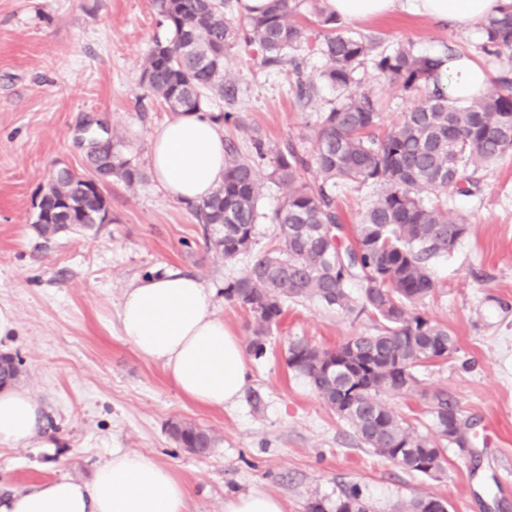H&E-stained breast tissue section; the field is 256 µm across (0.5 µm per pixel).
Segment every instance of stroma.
I'll return each instance as SVG.
<instances>
[{"mask_svg": "<svg viewBox=\"0 0 512 512\" xmlns=\"http://www.w3.org/2000/svg\"><path fill=\"white\" fill-rule=\"evenodd\" d=\"M337 27L385 49L409 42L423 54L462 53L490 78H512V64L483 50L475 23L458 30L397 13ZM164 33L152 0H0V305L16 320L0 353L20 360L17 387L41 407L30 446H0V497L56 477L90 479L112 449L125 448L170 468L189 490L186 512H224L226 496L252 491L279 497L286 512H308L317 501L331 512L350 485L374 512H401L424 494L446 501L449 512H512V483L501 481L512 473V152L480 173L472 195L449 203L452 213L467 216L468 230L433 265L436 288L413 307L448 327L455 351L416 368L415 390L387 398L423 434L432 431L426 393L444 391L459 407L470 444L448 447L436 477L405 471L366 448L287 366L290 341L336 347L376 332L369 314L288 303L265 355L247 358L246 397L220 409L184 398L160 365L121 336L117 314L129 288L161 267L198 277L242 344L255 327L252 314L224 294L249 256L227 261L208 248L203 225L149 172L153 135L172 115L146 98L140 74L147 46ZM227 70L234 94L212 109L230 113L224 140L243 155H254L255 141L264 145L255 247L267 250L277 242L271 216L288 192L269 180L268 156L289 142L312 154L317 117L338 93L323 84L314 103L299 104L285 67L264 65L244 48L229 57ZM356 80L380 101L377 135L413 105L371 64ZM87 119L122 138L146 176L132 187L107 186L105 223L44 241L32 227L40 189L54 167L83 170L77 140ZM253 392L259 403L249 401ZM177 419L213 432L208 455L175 443L169 424Z\"/></svg>", "mask_w": 512, "mask_h": 512, "instance_id": "35a3bbf8", "label": "stroma"}]
</instances>
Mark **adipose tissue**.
Instances as JSON below:
<instances>
[{"instance_id":"1","label":"adipose tissue","mask_w":512,"mask_h":512,"mask_svg":"<svg viewBox=\"0 0 512 512\" xmlns=\"http://www.w3.org/2000/svg\"><path fill=\"white\" fill-rule=\"evenodd\" d=\"M502 0H330L337 18L350 21L396 11L469 26L493 14ZM448 94L467 99L489 76L468 59L449 60ZM156 179L173 199L208 197L224 176V135L219 123L198 114L164 124L152 140ZM120 331L143 357L159 364L177 390L212 408L235 404L248 383L245 352L224 324L198 278L157 270L129 289L118 313ZM38 406L26 393L0 389V445L25 446L36 434ZM187 488L149 457L113 449L90 480L58 477L0 499V512H185Z\"/></svg>"}]
</instances>
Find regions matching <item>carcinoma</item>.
<instances>
[{
    "instance_id": "cac0c4a2",
    "label": "carcinoma",
    "mask_w": 512,
    "mask_h": 512,
    "mask_svg": "<svg viewBox=\"0 0 512 512\" xmlns=\"http://www.w3.org/2000/svg\"><path fill=\"white\" fill-rule=\"evenodd\" d=\"M166 35L144 54L140 83L167 111L202 114L221 121L212 102L229 95L225 68L230 54L245 47L267 64H278L305 46L325 59L319 79L340 97L320 116L311 157L288 143L271 157V180L286 184L288 196L271 217L279 245L252 255L243 274L224 293L247 309L256 328L249 344L266 352L267 333L296 299L316 300L352 313L356 307L380 320L376 332L352 336L333 349L304 339L289 343L288 368L304 377L324 403L346 421L366 447L404 470L433 477L443 468L444 448L467 445L457 406L446 393L429 396L433 435L412 429L382 398L406 394L418 380V366L448 358L456 346L448 328L409 307L435 288L431 266L448 256L466 233L467 221L448 216V200L468 196L474 175L512 151V89L492 81L482 94L464 101L448 95L443 68L447 55H423L410 44L377 50L375 42L333 29L321 34L303 21L310 6L322 27L336 23L327 0H268L257 13L240 12L242 0H153ZM486 53L512 61V0L480 22ZM371 61L379 77L412 93L404 120L377 137L379 101L357 88V69ZM315 170L320 180L309 182ZM144 174L127 145L110 137L86 153V167L55 168L39 196L35 228L49 238L61 225L81 231L109 217L103 187H132ZM357 184L376 188L356 232H344L336 212V189ZM264 182L254 159L224 145V177L213 193L188 208L206 230L222 234L208 244L225 259L251 252ZM367 284L361 304L348 285ZM19 363L0 357V386L12 383ZM171 436L187 448L211 450V433L174 422ZM433 496L412 498L406 512H446ZM334 512H371L359 489L336 499Z\"/></svg>"
}]
</instances>
